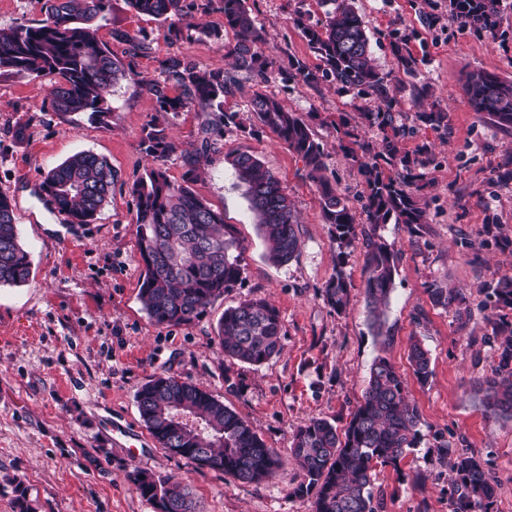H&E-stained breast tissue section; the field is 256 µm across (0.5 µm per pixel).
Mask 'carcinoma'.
Returning a JSON list of instances; mask_svg holds the SVG:
<instances>
[{
  "label": "carcinoma",
  "instance_id": "1",
  "mask_svg": "<svg viewBox=\"0 0 512 512\" xmlns=\"http://www.w3.org/2000/svg\"><path fill=\"white\" fill-rule=\"evenodd\" d=\"M332 9L325 20L309 23L307 13L295 12L301 31L321 65L309 68L299 60L278 72L284 82L316 86L336 85L376 101V109L361 113L369 127L382 133L373 146L361 139L346 116L336 123L339 146L358 167L366 185L364 212L372 230L357 231L355 217L322 172L326 155L311 125L296 112L283 108L275 96L245 86L238 72L267 78L268 58L258 47L261 31L246 0H206L204 8L224 14V23L236 32L230 51L234 72L201 69L174 54L162 64L164 78L149 82L146 90L156 102V113L143 128L141 148L157 162L133 186L137 251L144 266L139 297L151 321L158 326L189 324L242 279L243 241L236 228L224 222L192 188L199 158L224 137L230 125L246 131L238 112L226 107L237 96L247 99L248 111L262 127L285 141L304 163L307 176L322 187L325 223L333 226L339 250L336 273L320 296L334 312L347 311L350 279L341 265L346 250L361 243L364 249V293L372 326L382 330L398 254L375 227L394 222L414 229L426 223L425 208L416 191L423 188L426 169L433 163L426 144L409 153L404 142L413 129L398 123V93L404 82L382 73L374 64L370 38L354 0H327ZM502 0H449L451 12L467 28L495 34L501 22ZM109 0H44V18L0 25V75L24 73L50 81L46 109L51 112H88L99 120L109 113L112 87L126 79L130 66L112 58L97 32L107 19ZM139 14L192 27L187 18L195 2L186 0H129ZM403 74L417 76L418 60L404 38L394 42ZM465 92L473 110L501 129H512V80L483 71L468 75ZM194 109L210 113L191 147L178 149L169 134L168 115ZM419 120L435 130H448V113H419ZM180 153L186 167L183 183L172 182L159 163ZM231 165L244 185L246 197L266 248L275 265L294 259L302 247L295 206L277 177L255 155L240 152ZM116 171L104 156L80 151L49 169L42 190L73 224L93 221L112 195ZM31 262L23 248L11 200L0 192V285L28 281ZM494 308L512 310V277L501 276L487 286ZM425 291L436 307L455 309L460 327L471 318L467 297L440 283ZM496 338L490 372L479 383L481 400L491 412L512 419V323L490 322ZM224 356L260 366L280 353L283 326L278 309L267 299L253 297L224 310L215 329ZM410 361L417 381L431 374L428 351L411 345ZM140 417L161 447L193 464L224 472L241 482H257L279 468V455L267 447L251 424L207 390L174 376H159L137 393ZM420 414L408 397L406 383L385 357L374 360L362 402L340 430L326 419H311L296 428L291 454L304 474L297 493L316 490L315 512H376L373 505L374 467H398L419 434ZM450 499L453 512H490L498 488L489 462L470 448L452 451ZM136 489L156 512H192L187 493L177 484L137 473Z\"/></svg>",
  "mask_w": 512,
  "mask_h": 512
}]
</instances>
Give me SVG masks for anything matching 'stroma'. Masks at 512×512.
Masks as SVG:
<instances>
[{
	"label": "stroma",
	"instance_id": "1",
	"mask_svg": "<svg viewBox=\"0 0 512 512\" xmlns=\"http://www.w3.org/2000/svg\"><path fill=\"white\" fill-rule=\"evenodd\" d=\"M503 3L502 22L490 35L461 26L448 0L355 2L381 72L400 73L395 36H404L420 58L416 82L427 92L402 90L399 120L416 129L406 150L424 143L435 154L422 191L426 224L413 233L394 223L376 229L399 256L379 337L368 321L362 248L351 249L341 267L353 283L347 312L336 314L323 302L319 291L340 267L321 188L287 144L258 125L246 133L226 128L192 185L243 239L241 281L189 324L155 325L140 302L130 189L151 163L140 146L156 108L145 84L160 78L163 61L173 54L203 69H230L236 36L222 13L193 12L194 23L221 30L222 41L187 33L175 41L167 22L136 13L128 0H109L98 36L113 58L132 60L133 74L113 87L101 122L85 112L44 111L47 80L0 76V192L14 200L31 261L26 283L0 286V512H18L16 477L28 488L33 512H155L132 480L137 470L179 483L195 512H314L315 493L296 492L303 474L290 456L292 435L313 418L345 427L379 355L404 378L419 408L420 436L398 467L375 468L377 512H451L443 444L488 458L500 480L494 512H512V420L487 411L477 392L493 355L481 288L512 275V131L474 112L464 89L471 71L512 79V0ZM248 5L274 67L287 68L292 58L318 66L292 17L302 10L323 19V0ZM116 29L137 36L146 52L130 57L128 44L113 39ZM244 80L307 117L327 154L325 178L364 222L363 178L340 148L332 122L341 114L358 122L360 113L375 108L374 99L337 92L326 82L286 85L255 74ZM433 108L447 112V131L420 125L418 113ZM20 123L27 127L21 141L14 136ZM83 150L107 157L118 180L96 220L69 224L47 209L40 186L50 168ZM244 151L277 176L297 210L302 249L288 264L264 257L245 189L227 161ZM434 281L464 291L473 310L466 327H459L453 310L430 303L425 286ZM255 296L277 307L285 332L281 354L260 366L225 358L214 335L226 308ZM415 339L430 353L432 374L424 384L408 359ZM161 374L201 385L236 410L280 456L275 474L242 483L162 448L136 401ZM131 445L138 456L129 455Z\"/></svg>",
	"mask_w": 512,
	"mask_h": 512
}]
</instances>
